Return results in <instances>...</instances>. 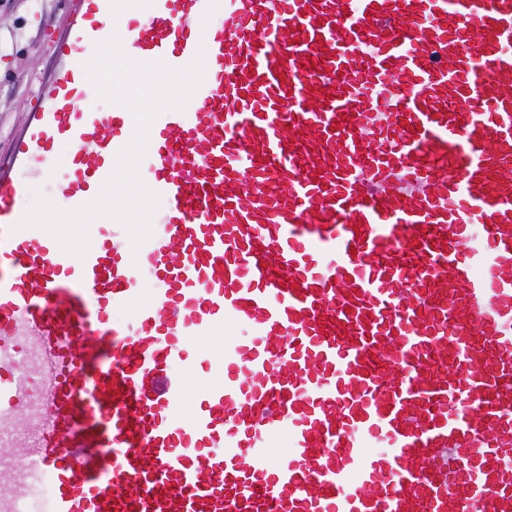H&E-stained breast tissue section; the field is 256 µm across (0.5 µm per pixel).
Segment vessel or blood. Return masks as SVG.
I'll return each instance as SVG.
<instances>
[{
	"mask_svg": "<svg viewBox=\"0 0 512 512\" xmlns=\"http://www.w3.org/2000/svg\"><path fill=\"white\" fill-rule=\"evenodd\" d=\"M114 33L205 77L152 124V237L73 261L14 225L58 144L73 209L131 139L86 94ZM56 57L0 165V512L47 476L49 512H512V0H80ZM241 329L230 322H224L221 327L215 328L213 334L205 342V346L210 351V362L212 370L209 374L201 375L199 373L191 376L185 384V401L193 403L199 394H201L200 380L205 378L215 379L221 375V366L224 361V350L233 341L234 338L241 336Z\"/></svg>",
	"mask_w": 512,
	"mask_h": 512,
	"instance_id": "vessel-or-blood-1",
	"label": "vessel or blood"
}]
</instances>
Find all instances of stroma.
<instances>
[{
  "mask_svg": "<svg viewBox=\"0 0 512 512\" xmlns=\"http://www.w3.org/2000/svg\"><path fill=\"white\" fill-rule=\"evenodd\" d=\"M78 0H0V160L55 65V41Z\"/></svg>",
  "mask_w": 512,
  "mask_h": 512,
  "instance_id": "35a3bbf8",
  "label": "stroma"
}]
</instances>
